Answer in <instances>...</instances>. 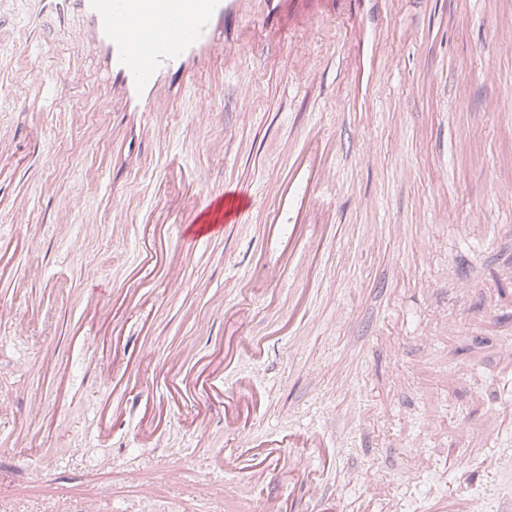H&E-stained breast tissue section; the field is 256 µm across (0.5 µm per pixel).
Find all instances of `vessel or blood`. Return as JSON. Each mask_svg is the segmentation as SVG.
<instances>
[{"instance_id":"b4317fda","label":"vessel or blood","mask_w":512,"mask_h":512,"mask_svg":"<svg viewBox=\"0 0 512 512\" xmlns=\"http://www.w3.org/2000/svg\"><path fill=\"white\" fill-rule=\"evenodd\" d=\"M366 0H31L32 18L54 16L69 29L71 55L80 59L94 50L104 77L100 108L122 112L138 120L137 136L150 142L160 134V120L185 87L213 64L230 69L243 57L261 51L264 41L281 42L294 34L317 29L325 15L359 16ZM20 31L0 23V87L14 84L26 90L27 111H43L50 84L33 55H20ZM335 179L331 167L304 165L269 186L274 205L266 213L269 235L295 240L310 215L322 211L325 189ZM197 207L188 223L180 225L181 245L222 235L225 225L243 220L253 206L248 188L235 186L221 192L202 187ZM192 359L183 352L180 364L162 372L173 402L192 398L205 405L222 404L224 422L235 425L239 409L248 404L243 394H224L222 374L204 370L183 371ZM304 446L314 452L322 447L309 436L283 437L257 442L244 439L241 462L260 459L280 471L288 449Z\"/></svg>"}]
</instances>
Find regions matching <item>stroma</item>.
I'll return each instance as SVG.
<instances>
[{"label": "stroma", "mask_w": 512, "mask_h": 512, "mask_svg": "<svg viewBox=\"0 0 512 512\" xmlns=\"http://www.w3.org/2000/svg\"><path fill=\"white\" fill-rule=\"evenodd\" d=\"M354 25L332 19L295 47L318 73L311 85L276 45L192 84L162 124L154 166L132 182L112 163L111 113L91 106L93 58L81 59L80 82L55 85L40 123L21 87L0 95V302L13 310L0 320V432L42 434L57 467L45 492L25 480L28 462L0 463V512L91 501L108 512H248L308 483L327 512H468L474 497L498 512L512 497V360L501 352L512 343V0H400L377 86L369 62L344 53ZM206 102L215 112L203 128ZM336 132L335 203L295 257L311 268L298 308L296 281L264 276L279 251L258 205L316 137ZM203 184L247 186L257 206L222 236L178 248ZM124 195L133 204L119 235L112 199ZM20 198L26 210H15ZM73 198L96 214L94 229L69 210ZM366 198L374 212L359 210ZM163 240L170 263L138 278L141 254ZM452 261L466 288L449 280ZM131 287L137 305L113 298ZM427 333L433 344L421 343ZM235 336L266 342V356L225 367ZM48 349L69 380L59 411ZM185 349L223 372L228 393L246 387L259 403L234 429L208 412L203 434L190 409L173 408L143 436L147 406H170L153 376ZM113 401L112 433L99 437ZM301 432L325 445L306 457V477L213 468L242 435ZM369 468L386 477L375 496L360 480Z\"/></svg>", "instance_id": "35a3bbf8"}]
</instances>
